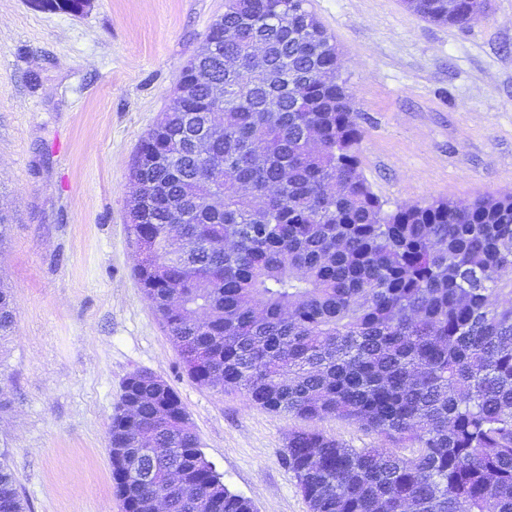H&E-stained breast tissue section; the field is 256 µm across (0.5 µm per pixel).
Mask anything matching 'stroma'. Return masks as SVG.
Segmentation results:
<instances>
[{
	"mask_svg": "<svg viewBox=\"0 0 512 512\" xmlns=\"http://www.w3.org/2000/svg\"><path fill=\"white\" fill-rule=\"evenodd\" d=\"M362 130L361 168L388 209L512 194V0L459 27L402 0H311ZM224 0H91L82 14L0 0V454L27 512H124L108 430L126 378L178 394L209 461L256 512H309L282 461L311 429L354 448L377 433L302 420L194 382L136 276L130 175ZM14 297L10 288L0 286V344H3L12 332L14 325Z\"/></svg>",
	"mask_w": 512,
	"mask_h": 512,
	"instance_id": "obj_1",
	"label": "stroma"
}]
</instances>
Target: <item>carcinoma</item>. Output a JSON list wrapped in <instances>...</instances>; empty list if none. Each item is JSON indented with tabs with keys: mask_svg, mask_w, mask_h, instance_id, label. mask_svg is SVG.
<instances>
[{
	"mask_svg": "<svg viewBox=\"0 0 512 512\" xmlns=\"http://www.w3.org/2000/svg\"><path fill=\"white\" fill-rule=\"evenodd\" d=\"M33 2L72 14L90 0ZM404 4L438 24L474 21L470 0ZM256 45L265 66L251 76ZM203 123L222 172L186 134ZM360 139L309 0H225L136 156L138 281L196 383L384 438L351 448L291 432L283 461L310 512H512V196L389 211L361 173ZM13 325L1 285L0 344ZM108 435L125 512L159 498L168 512H254L170 385L129 376ZM0 512H26L4 460Z\"/></svg>",
	"mask_w": 512,
	"mask_h": 512,
	"instance_id": "1",
	"label": "carcinoma"
}]
</instances>
